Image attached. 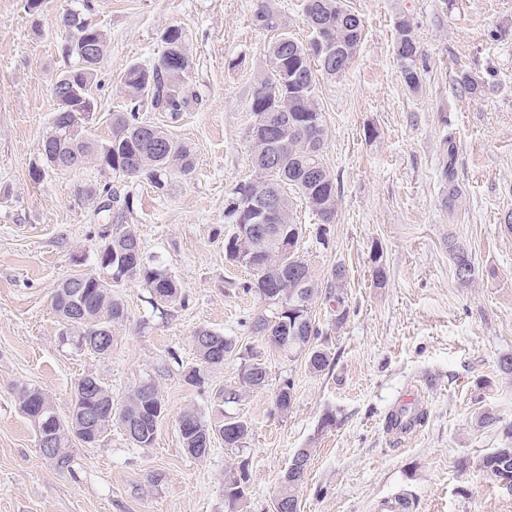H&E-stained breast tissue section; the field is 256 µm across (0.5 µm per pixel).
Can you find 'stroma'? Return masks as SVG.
I'll use <instances>...</instances> for the list:
<instances>
[{
  "instance_id": "stroma-1",
  "label": "stroma",
  "mask_w": 512,
  "mask_h": 512,
  "mask_svg": "<svg viewBox=\"0 0 512 512\" xmlns=\"http://www.w3.org/2000/svg\"><path fill=\"white\" fill-rule=\"evenodd\" d=\"M344 2L362 20V39L349 70L317 84L328 130L323 157L338 198L327 243L317 240L320 219L308 207L295 204L294 217L306 227L297 255L316 280L345 267L350 316L334 326L328 302L314 301L331 363L312 373L252 333V320L272 307L246 291L250 270L224 258L234 231L227 201L255 176L250 102L270 39L252 23L255 0H96L92 20L108 48L93 87V139L109 138L110 115L124 107V66L156 63L166 27L186 38L197 104L175 119L141 114L193 154L192 173L172 179L162 196L148 177L91 164L32 180L56 107L52 83L65 67L61 21L75 2L43 0L33 17L24 0H0V512H230L224 483L241 465L250 485L239 512H272L301 448L311 459L300 512H374L395 496L408 500V512H512V494L475 467L504 446L501 426L512 424V377L498 367L512 354V233L503 228L512 211V0ZM400 16L413 23L426 64L415 92L393 54ZM465 72L484 80L482 92L460 85ZM106 185L132 198L125 222L144 255L180 283L182 298L158 307L144 284L120 287L125 316L112 325L111 354L100 356L62 342L51 297L73 271L96 268L113 226L104 198L86 191ZM452 185L464 199L453 214L443 204ZM452 238L479 271L470 285L455 280ZM200 328L230 336L236 350L199 387L185 373L196 363ZM250 351L262 353L269 371L259 390L239 376ZM88 374L111 388L116 408L152 382L165 413L151 446L135 447L116 422L97 445L74 444L61 471L41 455L16 392L39 388L64 414ZM286 379L295 400L283 412L274 394ZM229 389L240 398L226 405L218 394ZM487 408L499 425H476ZM188 409L247 418L245 448L217 438L207 456L188 455L178 433ZM328 414L336 423L325 428Z\"/></svg>"
}]
</instances>
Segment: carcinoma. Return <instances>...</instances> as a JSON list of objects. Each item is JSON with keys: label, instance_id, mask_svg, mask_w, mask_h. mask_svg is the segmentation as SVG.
Here are the masks:
<instances>
[{"label": "carcinoma", "instance_id": "1", "mask_svg": "<svg viewBox=\"0 0 512 512\" xmlns=\"http://www.w3.org/2000/svg\"><path fill=\"white\" fill-rule=\"evenodd\" d=\"M96 0H79V6L67 13L72 28V41L93 43L100 51L107 49L104 31L92 22ZM303 10L308 20L324 23L334 40L332 57L318 54L314 39L301 42L292 39L283 44L275 36L267 45L265 57L267 68L256 76L251 101L255 132L260 118L270 113L275 116L269 135L260 140L250 139L251 161L255 168V179L240 183L234 190L235 203L226 214L229 224H246L252 211L241 212L240 202L252 203L267 195L281 197L278 211L267 217V223L277 225L278 231L265 240L243 238L233 233L224 239V250L233 258L242 255L250 260L254 280L245 288L256 292L264 299L274 300L275 312L269 316H258L251 325L252 332L261 337L269 348L288 355H304L305 364L311 372H321L329 365L330 353L321 348V331L311 315L315 298L332 303L336 325L343 324L349 315L345 279L331 269L326 280L313 278L308 265L295 256L302 235V225L294 222V201L288 195L293 191L299 201L305 203L322 224L316 236L327 241L329 224L336 216L337 194L333 176L323 162V149L327 138V127L319 105L316 91L315 68L327 78L343 75L354 61L362 38V23L358 15L344 8L342 0H304ZM256 27L264 31H279L281 19L266 0H256L252 14ZM165 50L152 67H143L131 62L123 72L126 102L124 109L111 114V136L104 142L91 139L86 134V125L97 111V101L91 88L97 76L98 65H80L78 55L69 48L59 46V55L67 63V69L57 77L67 76L75 92L70 96L72 106L62 113L55 111L50 119V131L43 140L46 153L66 154L80 159L81 165L94 162L128 177L147 175L155 191L165 192L169 180L175 174L189 175L193 170V155L190 148L172 139L161 127L143 121L140 112H167L172 117L198 101L186 81L190 58L178 27H169L162 33ZM394 54L400 75L412 91L421 86L418 62L421 53L408 20L400 17L396 22ZM270 153L278 155L277 169L270 171L266 158ZM113 224L121 227L120 233L101 242L97 250V264L112 269V280H104L90 272H79L82 288L78 294L67 293L65 282H60L52 298V306L63 328V335L78 339L93 336L100 327H110L112 322L124 318L123 303L114 296L112 288L127 283L140 282L150 288L156 299L163 303L174 302L181 297L180 285L163 265L155 260L144 263L133 261L132 251L141 246L136 232L123 223V213L117 212ZM448 253L453 269L465 270V277H456L466 286L476 277L477 270L468 252L456 242L448 241ZM84 309L78 317L67 319V307ZM193 344L198 363L186 376L188 383L201 385L206 373L224 364L234 351L235 343L227 336L207 328L196 330ZM241 381L251 389H263L267 385L268 373L258 356L251 354L241 364ZM34 387H23L18 392L19 409L29 418L31 407L37 405ZM277 407L286 411L294 400V384L286 379L276 392ZM164 403L156 386L150 382L131 390L122 401L119 420L122 423L136 422L139 414L150 410V405ZM92 406V401L74 389L68 415L56 416L52 421L55 448L58 457L56 467L67 469L72 461L73 420L79 419L83 410ZM142 426L128 435L133 445L142 448L155 439L158 420ZM181 419L187 427L179 432L182 447L194 457L209 453L213 439L220 437L226 448H242L251 432V423L240 416L223 415L217 420L206 421L198 411L188 409ZM299 462L298 473H288L282 482L279 497L290 502L298 500L297 489L305 478L311 451L302 448L295 453ZM478 469L499 483L512 481V446L495 448L477 463ZM249 474L245 467L239 474L230 476L224 483L226 496L241 501L246 496Z\"/></svg>", "mask_w": 512, "mask_h": 512}]
</instances>
